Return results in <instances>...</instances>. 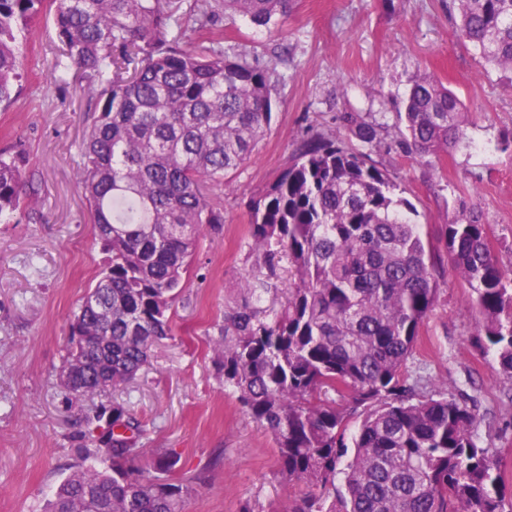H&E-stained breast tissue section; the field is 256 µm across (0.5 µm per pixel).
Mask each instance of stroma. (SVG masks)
<instances>
[{"label":"stroma","mask_w":512,"mask_h":512,"mask_svg":"<svg viewBox=\"0 0 512 512\" xmlns=\"http://www.w3.org/2000/svg\"><path fill=\"white\" fill-rule=\"evenodd\" d=\"M457 20L455 0H291L276 29L217 16L226 52L259 58L281 74L275 114L251 158L227 175L224 221L200 235L170 339L124 393L145 426L146 447L176 449L187 478L211 465L208 482L187 496L186 512H239L247 500L266 512L288 493L273 479V440L225 389L213 343L254 262L250 200L303 137L332 132L355 145L341 120L346 112L379 124L385 147L373 158L416 208L425 238L440 241L445 224L475 211L500 264L512 268V145L504 143L512 134V84L458 39ZM56 45L52 20L42 17L22 48L29 79L0 112V151L22 145L35 201L0 219V512H43L79 460L89 405L63 389L59 373L68 323L108 259L77 183L95 100L80 71L55 81ZM419 73L438 77L461 100L470 147L410 157L394 146V112ZM437 283L408 369L451 393L472 379L485 414L480 441L497 453L512 485V382L473 343L477 316L465 282L444 268Z\"/></svg>","instance_id":"1"}]
</instances>
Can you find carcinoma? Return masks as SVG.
Wrapping results in <instances>:
<instances>
[{
    "instance_id": "obj_1",
    "label": "carcinoma",
    "mask_w": 512,
    "mask_h": 512,
    "mask_svg": "<svg viewBox=\"0 0 512 512\" xmlns=\"http://www.w3.org/2000/svg\"><path fill=\"white\" fill-rule=\"evenodd\" d=\"M458 35L512 84V0H457ZM289 0H196L195 23L217 10L276 27ZM181 0H0V112L26 80L22 47L52 13L53 73L74 66L98 115L78 173L109 254L69 323L61 370L76 399L125 392L171 335V311L202 229L224 223L225 176L271 127L276 68L220 42L182 46ZM463 104L417 74L395 112L410 156L469 147ZM360 142L303 140L253 199L256 254L214 342L224 387L277 450L275 477L297 488L272 512H512L499 459L476 434L478 399L409 383L407 362L437 295L438 260L468 285L478 343L512 382V270L499 263L474 211L445 225L443 248L422 237L416 210L372 154L378 125L342 116ZM24 151L0 152V215L28 206ZM288 259L289 287L274 258ZM90 447L58 486L50 512H184L189 485L167 448L153 465L129 401L86 417Z\"/></svg>"
}]
</instances>
